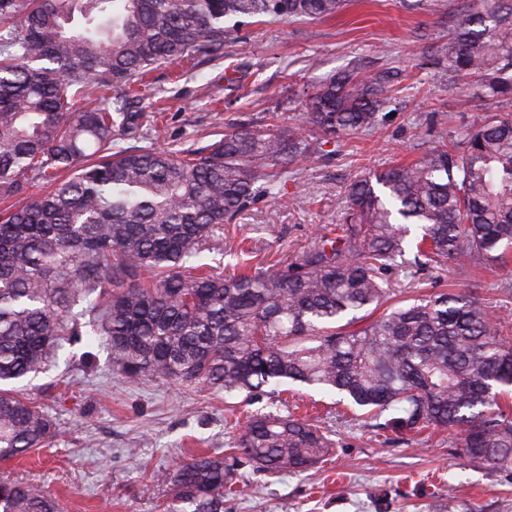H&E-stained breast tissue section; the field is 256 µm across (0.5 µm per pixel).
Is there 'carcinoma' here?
I'll use <instances>...</instances> for the list:
<instances>
[{
	"label": "carcinoma",
	"instance_id": "cac0c4a2",
	"mask_svg": "<svg viewBox=\"0 0 512 512\" xmlns=\"http://www.w3.org/2000/svg\"><path fill=\"white\" fill-rule=\"evenodd\" d=\"M343 0H0V461L45 447L54 419L13 388L48 372L83 329L131 384H203L249 405L284 386L334 392L385 430H446L468 461L512 469V343L472 292L392 302L448 261L505 262L512 248V114L477 112L411 163L361 175L287 265L224 276L204 263L216 230L334 143L372 129L389 72L331 76L297 122L229 126L179 153L153 144L159 65L224 58L247 19L324 20ZM438 62L483 102L512 105V0H468ZM79 302L85 311L72 314ZM386 306L385 312L374 313ZM85 321H80V318ZM332 432L256 410L230 444L172 472L163 512H224L241 468L300 474ZM0 512H59L43 489L0 480Z\"/></svg>",
	"mask_w": 512,
	"mask_h": 512
}]
</instances>
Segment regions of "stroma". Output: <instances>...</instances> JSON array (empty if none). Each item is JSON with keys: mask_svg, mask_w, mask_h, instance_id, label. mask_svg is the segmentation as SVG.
<instances>
[{"mask_svg": "<svg viewBox=\"0 0 512 512\" xmlns=\"http://www.w3.org/2000/svg\"><path fill=\"white\" fill-rule=\"evenodd\" d=\"M460 0H345L336 18L248 22L223 61L153 71L163 110L158 147L181 151L220 138L226 124L258 125L268 113L291 116L322 78L353 69L390 71L398 91L376 128L347 136L289 178L287 206L259 199L225 225L208 262L231 273L280 268L336 224V199L364 172L416 159L420 145L468 124L474 102L453 96L434 65L436 45L457 23ZM474 289L512 336V262L474 278L452 264L439 276L401 279L402 298L429 295L440 283ZM45 406L61 435L32 457L0 463V478L53 493L62 512H162L172 486L147 487L151 473L173 470L201 450L228 452L236 416L223 394L168 382L131 385L108 361L98 337L64 347L55 368L25 389ZM288 407L312 410L335 431L329 461L302 474L249 475L224 512H512V470L462 456L456 435L371 430L334 395L288 392Z\"/></svg>", "mask_w": 512, "mask_h": 512, "instance_id": "35a3bbf8", "label": "stroma"}]
</instances>
